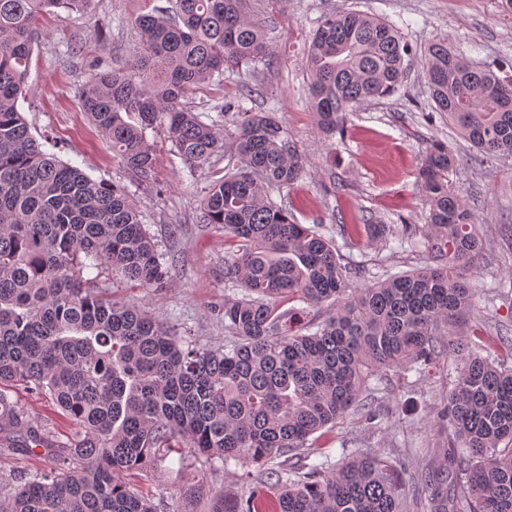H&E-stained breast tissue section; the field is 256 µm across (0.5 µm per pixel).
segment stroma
<instances>
[{
    "instance_id": "1",
    "label": "stroma",
    "mask_w": 512,
    "mask_h": 512,
    "mask_svg": "<svg viewBox=\"0 0 512 512\" xmlns=\"http://www.w3.org/2000/svg\"><path fill=\"white\" fill-rule=\"evenodd\" d=\"M142 6V0H94L90 13L43 20L33 44L29 92L20 107L44 150L92 179L123 185L159 251L176 262L175 275L163 290L143 288L108 272L98 276L102 290L113 300L158 315L179 335L217 348L228 339L216 311L234 292L224 279V260L232 250L221 227L202 222L199 200L212 177L223 173L227 157L218 155L203 167L190 168L160 132L153 136L156 180L139 184L113 156L78 97L89 77L90 60L110 67L129 63L140 39L131 21ZM249 7L265 26L272 66L227 72L223 86L199 90L189 106L221 127L227 119L217 105L243 99L246 87L258 89V96L245 99L247 107L276 113L306 162L302 178L272 197L280 204L293 203L300 223L333 238L344 264L357 270L350 283L354 289L433 263L426 245L399 248L380 240L360 249L341 236L339 227L369 218L394 228L422 224L425 205L415 187L416 169L430 142L447 143L457 158L449 182L474 212L483 240L474 270L478 304L462 316L461 329L478 330L486 343L485 356L497 358L499 337L512 336V289L496 285L500 279L512 280V234L505 231L512 225V157L482 159L446 118L434 115L416 64L398 93L362 104L348 115L344 135L325 138L307 104V47L320 15L349 10L394 22L414 57H421L430 42L445 38L472 46L475 59L496 61L506 71L512 69V0H250ZM456 342V337H442V356L423 373L386 372L374 396L381 418L372 422L355 412L320 438L329 462L370 452L405 465L410 476L437 468L451 436L439 410L456 383L461 363ZM12 398L42 423L49 439L63 442L71 436L72 427L47 396L19 386ZM45 465L42 449L26 454L0 450V497ZM247 470L233 460L207 466L204 483L227 499L244 497L249 491L243 479ZM130 482L157 504L158 512L204 508L203 502L185 495L187 481L177 454Z\"/></svg>"
}]
</instances>
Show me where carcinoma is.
I'll return each mask as SVG.
<instances>
[{
	"instance_id": "carcinoma-1",
	"label": "carcinoma",
	"mask_w": 512,
	"mask_h": 512,
	"mask_svg": "<svg viewBox=\"0 0 512 512\" xmlns=\"http://www.w3.org/2000/svg\"><path fill=\"white\" fill-rule=\"evenodd\" d=\"M94 0H0V445L45 451L49 466L0 499V512H156L122 480L180 448L192 492L198 465L279 460L269 483L232 503L213 495L205 512H404L403 472L390 459L356 454L326 470L308 463L314 436L364 409L372 379L438 358L439 337L457 334L474 305L469 274L482 247L474 215L448 176L456 157L434 143L418 169L428 247L442 263L349 291L351 269L336 244L271 197L304 171L273 112L224 104L234 129L220 134L187 106L224 73L273 64L263 25L247 0H171L132 20L140 42L129 66L98 65L79 98L112 151L143 183L155 179L149 133L202 166L229 153L235 166L208 185L202 221L224 228L233 254L224 279L241 297L224 300L221 349L203 347L151 312L120 304L84 277L110 270L146 288L168 286L174 262L158 251L128 192L94 180L42 149L19 109L27 95L38 21L87 12ZM445 39L421 59L435 111L454 122L486 159L512 156V74L476 61ZM412 49L399 28L356 12L318 20L309 48L308 99L319 129L343 131L347 113L402 87ZM385 226L357 224L369 246ZM328 308L320 322L306 307ZM467 352L448 395L453 429L443 471H465L435 512H512V340L501 360L484 345ZM49 396L74 432L52 443L11 400L18 384Z\"/></svg>"
}]
</instances>
